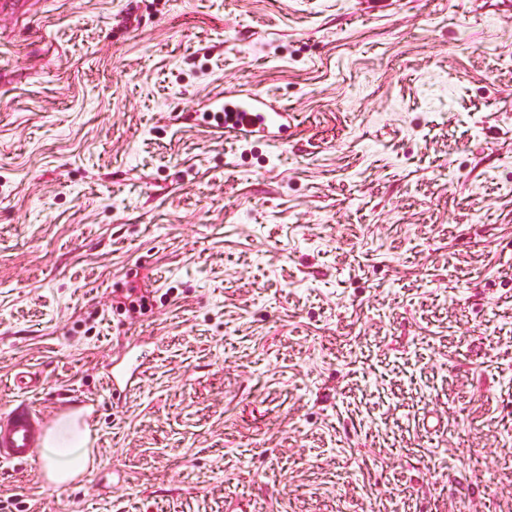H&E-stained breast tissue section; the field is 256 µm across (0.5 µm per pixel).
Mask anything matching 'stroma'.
<instances>
[{"label": "stroma", "instance_id": "1", "mask_svg": "<svg viewBox=\"0 0 512 512\" xmlns=\"http://www.w3.org/2000/svg\"><path fill=\"white\" fill-rule=\"evenodd\" d=\"M255 88L286 146L207 119ZM20 396L93 402L94 461L0 464V512H512V0L0 17Z\"/></svg>", "mask_w": 512, "mask_h": 512}]
</instances>
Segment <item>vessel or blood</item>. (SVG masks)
Here are the masks:
<instances>
[{"label":"vessel or blood","instance_id":"vessel-or-blood-1","mask_svg":"<svg viewBox=\"0 0 512 512\" xmlns=\"http://www.w3.org/2000/svg\"><path fill=\"white\" fill-rule=\"evenodd\" d=\"M288 115L268 105L261 92L253 90L224 99L225 134L236 137L270 136L284 132ZM47 429V421L25 400L0 411V463L25 464L34 456Z\"/></svg>","mask_w":512,"mask_h":512}]
</instances>
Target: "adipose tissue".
<instances>
[{"mask_svg":"<svg viewBox=\"0 0 512 512\" xmlns=\"http://www.w3.org/2000/svg\"><path fill=\"white\" fill-rule=\"evenodd\" d=\"M90 432L76 427L68 417L56 420L42 448V455L52 469L57 484L70 481L89 462Z\"/></svg>","mask_w":512,"mask_h":512,"instance_id":"1","label":"adipose tissue"}]
</instances>
